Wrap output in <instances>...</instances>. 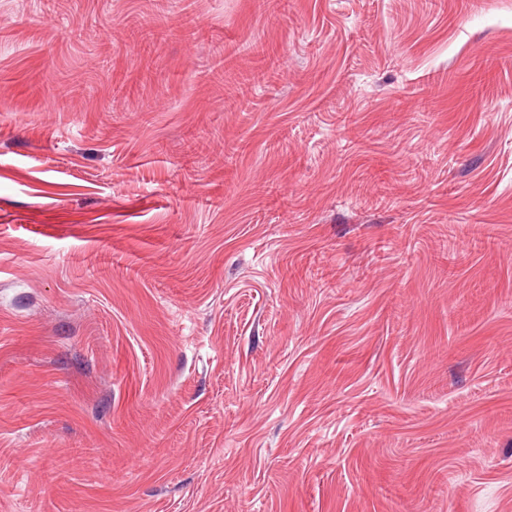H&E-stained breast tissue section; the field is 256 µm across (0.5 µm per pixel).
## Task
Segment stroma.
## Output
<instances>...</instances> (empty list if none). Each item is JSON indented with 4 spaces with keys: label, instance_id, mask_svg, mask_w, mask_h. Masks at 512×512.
I'll return each instance as SVG.
<instances>
[{
    "label": "stroma",
    "instance_id": "35a3bbf8",
    "mask_svg": "<svg viewBox=\"0 0 512 512\" xmlns=\"http://www.w3.org/2000/svg\"><path fill=\"white\" fill-rule=\"evenodd\" d=\"M0 512H512V0H0Z\"/></svg>",
    "mask_w": 512,
    "mask_h": 512
}]
</instances>
